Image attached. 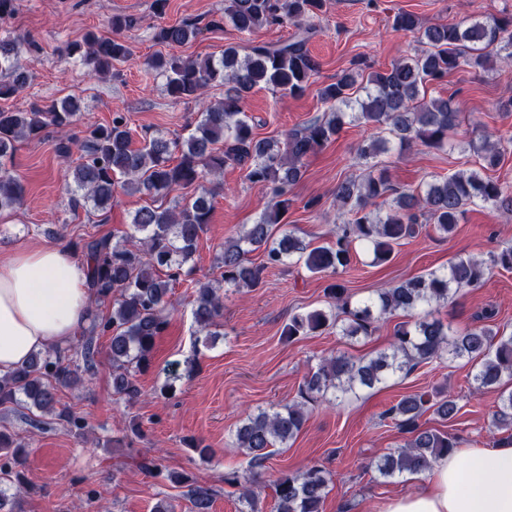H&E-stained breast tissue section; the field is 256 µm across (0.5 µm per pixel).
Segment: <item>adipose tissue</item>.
Returning <instances> with one entry per match:
<instances>
[{
	"mask_svg": "<svg viewBox=\"0 0 512 512\" xmlns=\"http://www.w3.org/2000/svg\"><path fill=\"white\" fill-rule=\"evenodd\" d=\"M90 308L87 264L40 245L0 256V377L37 352L65 345ZM375 512H512V445L456 448L411 491Z\"/></svg>",
	"mask_w": 512,
	"mask_h": 512,
	"instance_id": "ef3b65f1",
	"label": "adipose tissue"
}]
</instances>
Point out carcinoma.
<instances>
[{"mask_svg": "<svg viewBox=\"0 0 512 512\" xmlns=\"http://www.w3.org/2000/svg\"><path fill=\"white\" fill-rule=\"evenodd\" d=\"M325 0H224V14L206 27L230 24L238 33L250 35L264 27L293 25L303 35L276 43L230 45L220 56L184 59L175 54H156L144 62L145 69L165 79L166 94L174 101L196 100L213 84L225 87L224 98L203 106L187 133L170 138L156 133L133 146L131 130L121 112L112 113L107 125L80 127L78 99L66 97L48 106L31 105L25 110H0V214L20 205L25 195L21 176L13 169V157L21 140H41L56 134L59 156L67 158L76 147L80 156L69 168L71 209L104 211L117 191L143 195L151 203L138 208L129 229L120 238H82L71 242L88 263V288L92 302L109 304L103 317L91 310L89 325L69 349L34 354L26 365L0 377V406L7 404L35 409L51 416L68 431L82 430L85 422L70 407L59 404L61 386L84 383L98 373L99 337L109 336L108 355L115 369L112 388L116 396L135 402L141 396L136 374L150 363L155 342L168 325L173 282L192 273L198 243L211 221L214 195L202 186L208 175L236 167L246 179L266 189L271 206L252 224L243 226L224 242L219 257L222 280L227 288H258L269 268L290 261L303 264L312 274L334 277L352 261L353 245L360 244L383 265L402 241L417 236L426 226L448 237L475 201L512 214V190L485 175L512 155V134L455 137L464 117L455 95L427 96L428 87L454 71H488L512 65V13L475 16L464 23L426 26L419 16L398 12L393 25L415 32L427 49L402 58L383 71L365 73L362 60L351 63L335 82L319 90L326 110L289 130L281 138H260L243 110L246 94L256 87H269L293 96L312 83L318 61L306 48L307 34L315 29ZM112 35L88 33L66 45V57L79 56L107 75L116 62L130 57L120 32L133 20L124 16L108 19ZM196 22L182 21L157 28L155 39L171 48L182 47L201 34ZM17 44L0 38V72L9 78L0 82V99H9L29 80L17 59ZM372 126L385 136L359 148L368 161L389 150L421 145L438 152L460 150L479 160L476 169L434 177L416 189L401 190L370 164L359 178L336 187L338 216L335 241L314 246L295 231L282 228L292 205L290 189L304 175L305 161L339 134L346 121ZM199 191L191 197L161 202L180 189ZM259 251L256 264L249 254ZM512 270V248L491 255L490 262L459 256L443 270L411 277L362 301H352L344 285L331 281L325 288L333 307L293 314L283 335L299 336L336 329L341 336L372 335L378 324L397 313L409 317L398 326L390 347L370 357L338 352L324 358L308 373L299 388V400L284 405L257 408L236 426L232 443L245 451L247 470L224 474V483L240 488V512H258V491L275 450L290 447L308 420V405L320 399L356 396L386 384L398 374H408L422 364L446 358L470 366L473 391L499 392V406L492 426L507 433L512 444V335L494 324L495 312L485 310L481 325L457 330L434 316L462 288L477 287L490 270ZM194 319L198 331L209 329L222 315L223 295L211 283L194 285ZM459 411L454 394L442 388L404 395L382 417L407 435L403 446L378 456L371 467L390 479L404 473L424 474L433 461L456 447L455 440L429 429L420 418L430 412L452 420ZM0 483L24 486L16 465L24 446L0 432ZM331 473L322 465L281 473L273 480L274 512H323ZM170 481L186 488L191 512H212L215 490L186 474L172 473Z\"/></svg>", "mask_w": 512, "mask_h": 512, "instance_id": "carcinoma-1", "label": "carcinoma"}]
</instances>
